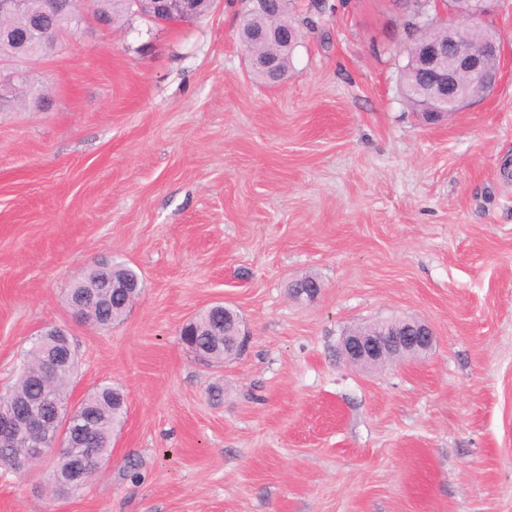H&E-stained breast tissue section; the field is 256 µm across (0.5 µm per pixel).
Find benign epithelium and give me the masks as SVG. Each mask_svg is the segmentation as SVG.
I'll use <instances>...</instances> for the list:
<instances>
[{
    "label": "benign epithelium",
    "mask_w": 512,
    "mask_h": 512,
    "mask_svg": "<svg viewBox=\"0 0 512 512\" xmlns=\"http://www.w3.org/2000/svg\"><path fill=\"white\" fill-rule=\"evenodd\" d=\"M490 0H470L463 9H455L453 0H422L424 8L417 17L429 31L448 26L444 39L430 38L411 47L424 80L429 83L433 97L428 100L430 120L444 113L460 110L473 95L463 83L465 77H474L480 82L484 93L494 90L499 71H489L483 57L468 47L461 22L472 26L483 25L489 12ZM191 0H132L134 13L148 20L166 25H178L185 18L194 17L190 8ZM263 38L257 37L247 44L253 66L264 70L277 67V61L255 51ZM22 78L21 71L10 63L0 64V88L7 90ZM75 308L84 312L92 310L96 289L76 288L71 293ZM435 341L432 328L417 319L394 320L381 325V331L366 334L351 329L341 337V355L352 364H380L386 358L403 353L418 357L431 349ZM63 368L57 357L56 344L50 343L44 349L43 371L45 379L51 380ZM53 415L29 407L23 411L9 402L0 403V447L11 448L18 444L28 447V454L17 459L15 470L21 474L44 460L46 455L60 447H71L69 465L64 472L53 468L48 483L57 494L74 490L84 484V477L90 467L102 469L106 456L93 447L92 432L82 424L76 404L53 403Z\"/></svg>",
    "instance_id": "1"
}]
</instances>
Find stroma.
<instances>
[{"instance_id": "stroma-1", "label": "stroma", "mask_w": 512, "mask_h": 512, "mask_svg": "<svg viewBox=\"0 0 512 512\" xmlns=\"http://www.w3.org/2000/svg\"><path fill=\"white\" fill-rule=\"evenodd\" d=\"M241 8L90 19L19 64L49 102L0 109V393L51 324L71 401L109 383L129 412L86 489L38 495L48 458L0 475V512H512V62L431 124L401 91L398 0H295L275 86ZM113 261L139 298L77 321L72 285ZM216 301L251 341L206 367L180 331ZM408 317L424 357L340 355L344 330Z\"/></svg>"}]
</instances>
